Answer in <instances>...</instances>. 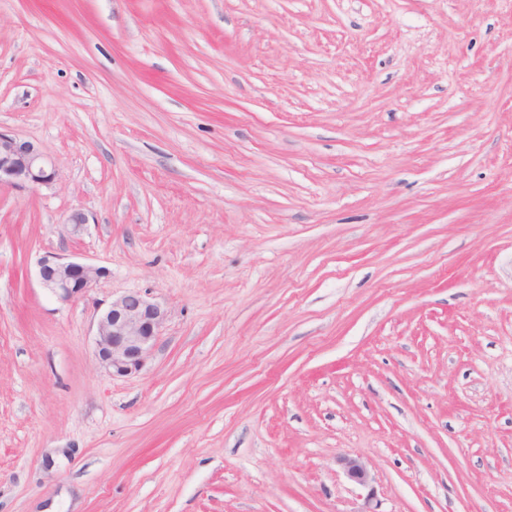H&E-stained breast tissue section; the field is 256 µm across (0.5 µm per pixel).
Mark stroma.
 Instances as JSON below:
<instances>
[{
    "label": "stroma",
    "instance_id": "1",
    "mask_svg": "<svg viewBox=\"0 0 512 512\" xmlns=\"http://www.w3.org/2000/svg\"><path fill=\"white\" fill-rule=\"evenodd\" d=\"M0 131V512H512V0H0ZM56 179V169L32 144L0 132V186H43ZM38 268L43 287L62 303L85 296L106 274L102 267L54 253L41 257ZM166 311L139 292L113 299L97 323L95 354L110 376L139 373L166 321ZM340 465L346 475L362 486H368L371 482V475L366 464L360 458L349 455L342 456L339 460Z\"/></svg>",
    "mask_w": 512,
    "mask_h": 512
}]
</instances>
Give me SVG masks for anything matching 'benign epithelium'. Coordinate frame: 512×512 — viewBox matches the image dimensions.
Wrapping results in <instances>:
<instances>
[{
  "label": "benign epithelium",
  "instance_id": "7a95c632",
  "mask_svg": "<svg viewBox=\"0 0 512 512\" xmlns=\"http://www.w3.org/2000/svg\"><path fill=\"white\" fill-rule=\"evenodd\" d=\"M57 179L56 169L32 144L0 132V186H43ZM41 284L58 301L68 303L85 296L104 277L106 270L48 254L38 262ZM166 321V311L139 292H127L112 300L97 323L95 354L111 376L139 373L154 348ZM340 465L354 482L367 486L371 475L366 464L349 455Z\"/></svg>",
  "mask_w": 512,
  "mask_h": 512
}]
</instances>
